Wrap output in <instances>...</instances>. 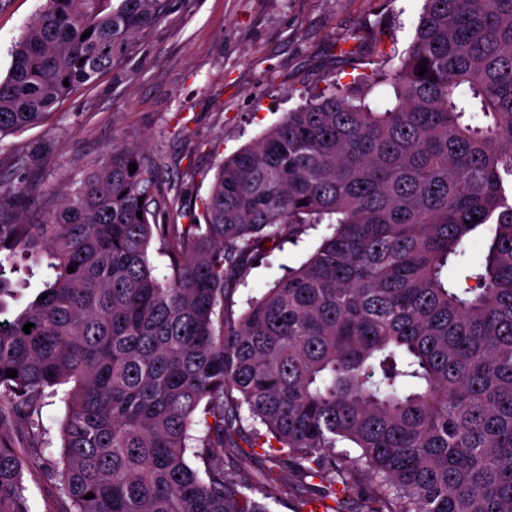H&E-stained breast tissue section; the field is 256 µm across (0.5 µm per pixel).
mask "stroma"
Instances as JSON below:
<instances>
[{"label":"stroma","instance_id":"stroma-1","mask_svg":"<svg viewBox=\"0 0 512 512\" xmlns=\"http://www.w3.org/2000/svg\"><path fill=\"white\" fill-rule=\"evenodd\" d=\"M44 0H0V74ZM422 0H166L157 24L113 70L61 102L39 125L0 140V183L23 186L22 205L79 181L114 146L140 148L175 205L167 221L199 217L217 167L330 82L394 69L413 41ZM356 50L358 66L340 60ZM324 226L265 243L224 305L249 298L316 250Z\"/></svg>","mask_w":512,"mask_h":512}]
</instances>
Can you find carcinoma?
I'll return each instance as SVG.
<instances>
[{
	"instance_id": "carcinoma-1",
	"label": "carcinoma",
	"mask_w": 512,
	"mask_h": 512,
	"mask_svg": "<svg viewBox=\"0 0 512 512\" xmlns=\"http://www.w3.org/2000/svg\"><path fill=\"white\" fill-rule=\"evenodd\" d=\"M164 2L46 0L0 78V138L112 69ZM383 82L378 110L329 84L225 158L202 224L157 222L175 200L136 148L87 163L39 221L0 189V312L17 257L53 270L0 320V430L22 416L40 439L46 391L70 385L59 459L0 436V512H30L33 463L60 512H308L290 474L319 480L324 512L350 489L359 512H512V0H424ZM316 224L314 254L215 327L260 243ZM481 232L474 285L449 281ZM259 448L251 490L226 461Z\"/></svg>"
}]
</instances>
